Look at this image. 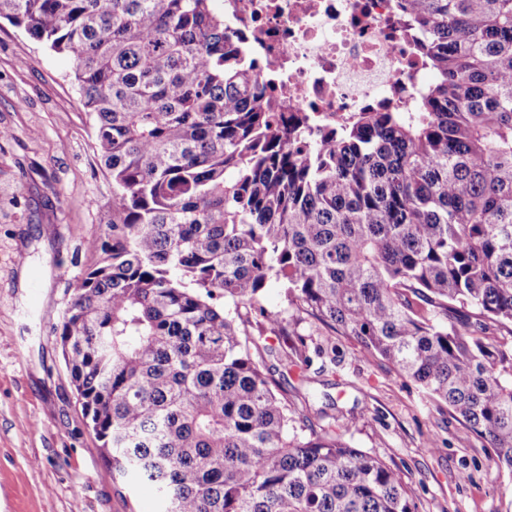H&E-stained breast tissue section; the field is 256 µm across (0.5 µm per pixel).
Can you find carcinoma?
I'll list each match as a JSON object with an SVG mask.
<instances>
[{"label":"carcinoma","mask_w":512,"mask_h":512,"mask_svg":"<svg viewBox=\"0 0 512 512\" xmlns=\"http://www.w3.org/2000/svg\"><path fill=\"white\" fill-rule=\"evenodd\" d=\"M214 0H0L70 56L112 223L56 330L88 425L164 512H416L399 471L294 417L247 327L290 304L352 336L512 472V0H401L414 111L312 135L266 98ZM425 303L414 305V299ZM233 304L234 311L226 310ZM281 354L307 384L296 345Z\"/></svg>","instance_id":"cac0c4a2"}]
</instances>
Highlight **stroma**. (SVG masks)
<instances>
[{"label": "stroma", "instance_id": "35a3bbf8", "mask_svg": "<svg viewBox=\"0 0 512 512\" xmlns=\"http://www.w3.org/2000/svg\"><path fill=\"white\" fill-rule=\"evenodd\" d=\"M0 129V512H157L154 488L113 474L104 459L56 340L70 284L100 260L87 241L112 221V180L72 59L4 19ZM264 307L309 347L333 338L335 365L316 356L307 371L309 403L320 424L401 473L417 512L512 504V473L447 406L352 337L297 314L278 283Z\"/></svg>", "mask_w": 512, "mask_h": 512}]
</instances>
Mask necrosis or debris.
<instances>
[{
  "label": "necrosis or debris",
  "instance_id": "necrosis-or-debris-1",
  "mask_svg": "<svg viewBox=\"0 0 512 512\" xmlns=\"http://www.w3.org/2000/svg\"><path fill=\"white\" fill-rule=\"evenodd\" d=\"M285 112L344 125L365 107L407 109L426 64L400 0H219Z\"/></svg>",
  "mask_w": 512,
  "mask_h": 512
}]
</instances>
